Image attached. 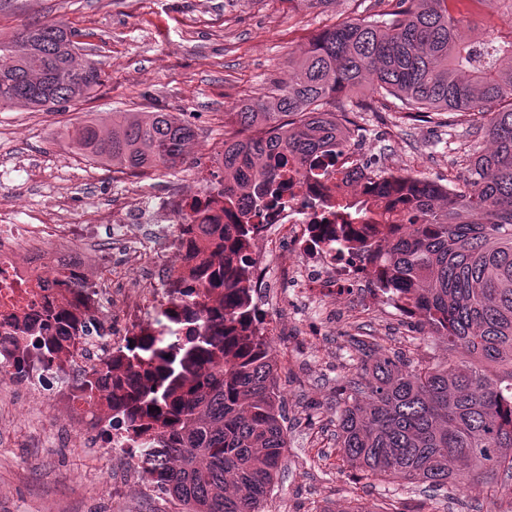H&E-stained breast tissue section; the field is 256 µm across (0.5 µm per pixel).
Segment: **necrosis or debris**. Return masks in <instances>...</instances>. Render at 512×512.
Returning <instances> with one entry per match:
<instances>
[{
	"label": "necrosis or debris",
	"mask_w": 512,
	"mask_h": 512,
	"mask_svg": "<svg viewBox=\"0 0 512 512\" xmlns=\"http://www.w3.org/2000/svg\"><path fill=\"white\" fill-rule=\"evenodd\" d=\"M342 159L327 155L304 175L289 174L288 189L277 205L253 214L245 256L252 273V301L276 303L266 285L271 267L289 242L297 261L286 275L302 298L365 293L368 260L351 252L331 225L336 212L328 195L343 178ZM211 167L201 168L193 192L171 191L142 208L126 206L87 212L83 223L62 219L13 223L0 211V381L22 389L17 402L25 418L54 405L55 430L93 433L97 445L122 457L134 489L148 492L152 458L143 440L127 427L137 412V393L149 385L140 368L127 360L143 337L172 350L173 360L158 363L167 376L162 391L174 398L182 387L171 372L182 368V353L209 317L224 314L223 289L204 285L203 270L224 267V235L216 233L206 254H199L197 226L225 223ZM130 232L150 224L161 248L125 257L130 285H112V266L90 271L82 262L46 249L49 241H96L101 225ZM95 375L100 390L86 397L81 382Z\"/></svg>",
	"instance_id": "obj_1"
}]
</instances>
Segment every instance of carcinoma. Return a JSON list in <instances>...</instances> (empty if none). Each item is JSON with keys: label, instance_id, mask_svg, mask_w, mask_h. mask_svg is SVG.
Segmentation results:
<instances>
[{"label": "carcinoma", "instance_id": "cac0c4a2", "mask_svg": "<svg viewBox=\"0 0 512 512\" xmlns=\"http://www.w3.org/2000/svg\"><path fill=\"white\" fill-rule=\"evenodd\" d=\"M457 0H394L389 20L359 19L322 31L296 57L285 84L227 113L240 135L224 140V210L245 219L277 189L293 162L302 173L320 156L351 153L354 113L336 96L370 83L409 113L467 112L470 135L490 149L468 159V178L450 191L415 176L369 188L399 203L394 213L336 189V218L349 242L380 268L377 287L408 300L448 358L411 365L374 337L354 339L360 372L336 410V445L367 476L422 483L438 493L454 483L473 492L503 477L512 493V0H474L509 23L508 39H487ZM75 33L60 22L27 23L0 39V111H50L102 84L80 61ZM77 149L131 174L167 172L195 138L168 112H114L104 131L90 119L65 131ZM252 225H223L227 262L242 259ZM196 356L207 387L174 401L144 395L134 425L147 447L164 449L152 481L186 512H263L286 438L271 348L257 341L224 363L209 337Z\"/></svg>", "mask_w": 512, "mask_h": 512}]
</instances>
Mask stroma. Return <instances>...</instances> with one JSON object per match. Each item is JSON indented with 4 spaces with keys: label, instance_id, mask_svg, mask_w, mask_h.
Returning <instances> with one entry per match:
<instances>
[{
    "label": "stroma",
    "instance_id": "1",
    "mask_svg": "<svg viewBox=\"0 0 512 512\" xmlns=\"http://www.w3.org/2000/svg\"><path fill=\"white\" fill-rule=\"evenodd\" d=\"M386 0H331L309 9L298 0H0V37L22 24L60 21L78 34L77 55L99 61L103 82L90 96L51 111L0 112V209L15 223L67 207L70 221L91 209L147 194L188 190L205 162L222 152L236 127L226 112L288 81L290 56L327 26L387 11ZM371 103L359 113L354 149L374 171L394 168L453 186L466 179L476 139L468 115L417 121L396 98L336 99L337 110ZM163 110L191 123L195 144L178 172L133 178L80 155L67 128L101 125L116 112ZM279 333L274 350L285 401L287 449L265 512H512V494L490 497L456 485L428 497L421 484L363 479L336 449V405L355 372L350 340L375 337L415 365L441 359L447 345L416 315L358 295L298 304L291 294L266 306ZM18 388L0 391V512H178L160 492H123L122 462L83 448L77 436L50 434L49 412L19 422Z\"/></svg>",
    "mask_w": 512,
    "mask_h": 512
}]
</instances>
